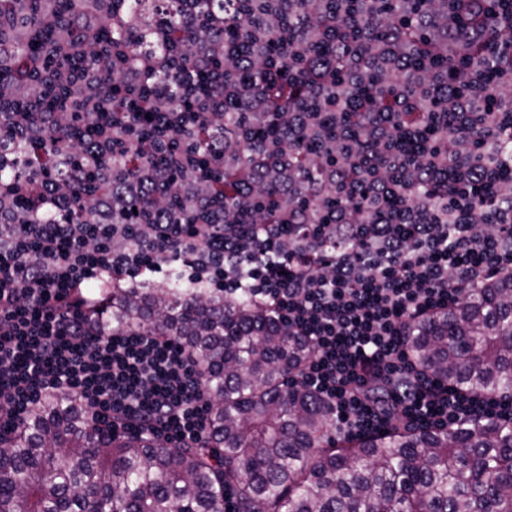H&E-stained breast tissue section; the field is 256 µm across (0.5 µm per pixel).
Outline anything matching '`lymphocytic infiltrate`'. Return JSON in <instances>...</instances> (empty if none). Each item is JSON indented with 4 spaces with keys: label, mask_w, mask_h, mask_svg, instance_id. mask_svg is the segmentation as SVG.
I'll return each mask as SVG.
<instances>
[{
    "label": "lymphocytic infiltrate",
    "mask_w": 512,
    "mask_h": 512,
    "mask_svg": "<svg viewBox=\"0 0 512 512\" xmlns=\"http://www.w3.org/2000/svg\"><path fill=\"white\" fill-rule=\"evenodd\" d=\"M247 57L226 45L223 17L197 25L187 44L157 37L165 53L127 63L124 43L104 47L96 22L111 0H90L60 21L51 47L64 85L59 109L15 84L24 99L10 137L35 142L60 125L92 124L94 141L68 143L63 177L0 184V437L13 434L41 398L81 400L98 429L162 446H209L213 394L188 346L146 325L118 327L102 289L136 295L174 285L191 298L242 302L287 326L309 350L293 382L329 409L337 434L397 427L450 429L476 418L512 425V395L459 390L418 366L413 325L463 294L512 275V155L485 157L489 141L512 142V62L486 69L471 47L512 34V0H430L418 23L422 48L397 37L414 12L370 10L369 0L326 14L325 0H246ZM305 4L309 23L281 20ZM333 36L340 64L309 67ZM301 70L300 99L276 105L281 125L257 135L251 121L222 122L224 99L253 105L252 87L274 45ZM201 66L223 57L215 91L195 94L190 115L165 93L139 91L142 75L175 73L183 53ZM420 55L414 77L406 59ZM454 59V71L438 68ZM167 127L143 137L147 117ZM224 130L221 178L199 159ZM314 146L317 176L302 184L295 144ZM95 182L82 212L68 196ZM54 221H46V206Z\"/></svg>",
    "instance_id": "1"
}]
</instances>
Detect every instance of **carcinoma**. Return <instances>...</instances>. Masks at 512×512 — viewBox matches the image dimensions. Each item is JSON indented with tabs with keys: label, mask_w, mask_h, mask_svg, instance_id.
<instances>
[{
	"label": "carcinoma",
	"mask_w": 512,
	"mask_h": 512,
	"mask_svg": "<svg viewBox=\"0 0 512 512\" xmlns=\"http://www.w3.org/2000/svg\"><path fill=\"white\" fill-rule=\"evenodd\" d=\"M26 6L27 36L11 45L0 82L37 80V69L60 61L47 56L52 32L41 21L44 0H0V36ZM182 0H112L128 25H98L102 43L128 45L129 65L164 45L153 31L185 39ZM197 17H226L228 42L243 47V20L235 0H195ZM254 85L257 97L285 100L302 87L288 56ZM221 66L198 68L186 56L179 75H147L141 88L168 91L175 108L189 111L182 85ZM66 89L42 93L62 106ZM72 130H56L42 145L0 139V151L25 160L59 153L62 177ZM167 288L146 300L112 296L119 325L133 322L185 341L202 363L216 400L208 448L168 450L125 437L99 435L86 407L53 394L37 404L18 431L0 440V512H224V488L234 489L235 512H512V426L468 420L454 429L396 428L362 440L333 436L329 411L291 380L307 356L294 336L270 326L247 304L217 309L188 306ZM418 365L457 388L478 394L512 393V277L465 297L413 328L407 337Z\"/></svg>",
	"instance_id": "cac0c4a2"
}]
</instances>
